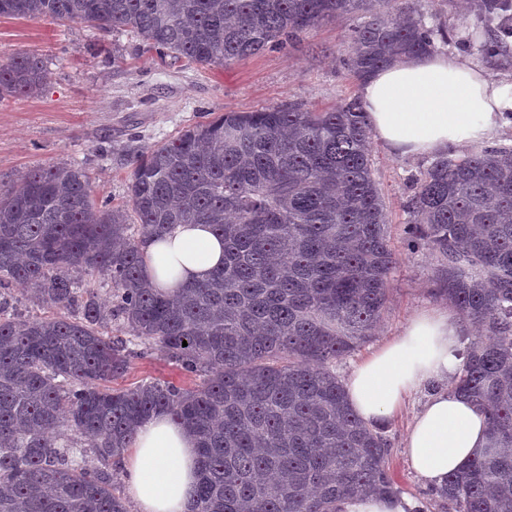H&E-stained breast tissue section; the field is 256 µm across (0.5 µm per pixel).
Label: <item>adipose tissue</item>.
Segmentation results:
<instances>
[{
  "instance_id": "adipose-tissue-1",
  "label": "adipose tissue",
  "mask_w": 512,
  "mask_h": 512,
  "mask_svg": "<svg viewBox=\"0 0 512 512\" xmlns=\"http://www.w3.org/2000/svg\"><path fill=\"white\" fill-rule=\"evenodd\" d=\"M372 136L394 155H451L497 139L512 112V81L493 79L457 56L432 51L371 73L360 87ZM156 288L206 281L224 260V243L208 224H181L142 245ZM468 323L451 308L416 314L399 336L357 364L345 389L368 424L392 417L413 391L434 385L407 435L408 458L427 483L441 485L466 469L487 440V420L469 400L444 389L458 370ZM120 466L133 512H194L197 442L166 413L143 418Z\"/></svg>"
}]
</instances>
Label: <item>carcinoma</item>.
I'll return each instance as SVG.
<instances>
[{
    "label": "carcinoma",
    "mask_w": 512,
    "mask_h": 512,
    "mask_svg": "<svg viewBox=\"0 0 512 512\" xmlns=\"http://www.w3.org/2000/svg\"><path fill=\"white\" fill-rule=\"evenodd\" d=\"M498 21L512 0H473ZM356 17L350 74L363 81L435 48L409 0H0V18L120 29L163 57L227 66L324 22ZM45 79L27 52L0 61V97ZM361 98L227 112L131 158L127 207L100 208L79 165L38 166L0 191V512H128L114 467L137 423L166 412L198 440L197 512H338L398 492L385 426L349 406L337 363L386 312L397 260ZM404 244L436 260L440 291L474 334L448 389L488 420L485 448L436 496L450 512H512V147L436 156L411 186ZM209 224L224 265L169 297L141 243ZM103 278L105 305L87 282ZM131 336H111L112 325ZM187 346H182V342ZM158 346L193 387L111 383ZM91 441L98 465L76 456Z\"/></svg>",
    "instance_id": "carcinoma-1"
}]
</instances>
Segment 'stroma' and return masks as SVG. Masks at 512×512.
<instances>
[{
    "label": "stroma",
    "mask_w": 512,
    "mask_h": 512,
    "mask_svg": "<svg viewBox=\"0 0 512 512\" xmlns=\"http://www.w3.org/2000/svg\"><path fill=\"white\" fill-rule=\"evenodd\" d=\"M425 23L446 30L451 39L439 51L480 65L491 77L512 80V63L488 60L478 43L486 24L472 0H413ZM354 18L337 19L301 35L287 47L269 48L228 67L172 62L147 50L128 32L48 18H0V59L25 51L44 63L46 81L38 94L0 98V188L38 165L76 164L86 168L95 201L118 205L128 199L134 153L176 137L189 126L225 112H250L299 102L328 110L358 95L360 84L344 67L354 46L349 38ZM374 176L384 197L398 258L383 320L373 337L337 366L348 377L363 358L399 335L415 313L446 305L433 279V262L403 244L408 219L409 185L426 165L425 158H401L372 142ZM191 387L159 351L134 360L116 387L149 380ZM429 388L414 392L386 422L389 464L400 495L427 512H448L429 501L431 486L412 469L406 435Z\"/></svg>",
    "instance_id": "obj_1"
}]
</instances>
